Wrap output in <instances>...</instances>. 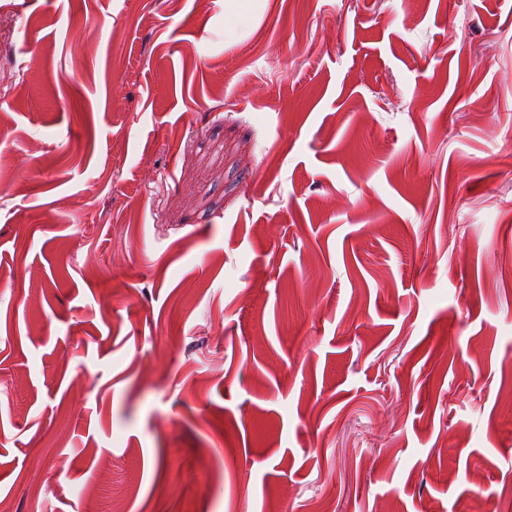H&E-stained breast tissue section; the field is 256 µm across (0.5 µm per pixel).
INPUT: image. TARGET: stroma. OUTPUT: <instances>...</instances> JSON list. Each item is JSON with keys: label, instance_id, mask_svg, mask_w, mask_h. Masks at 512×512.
<instances>
[{"label": "stroma", "instance_id": "1", "mask_svg": "<svg viewBox=\"0 0 512 512\" xmlns=\"http://www.w3.org/2000/svg\"><path fill=\"white\" fill-rule=\"evenodd\" d=\"M512 0H0L10 512L512 491Z\"/></svg>", "mask_w": 512, "mask_h": 512}]
</instances>
